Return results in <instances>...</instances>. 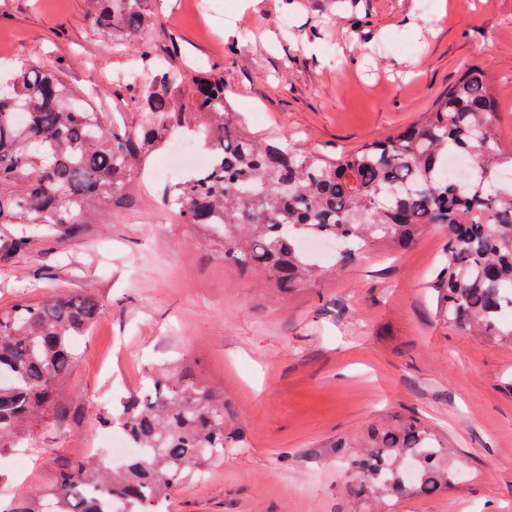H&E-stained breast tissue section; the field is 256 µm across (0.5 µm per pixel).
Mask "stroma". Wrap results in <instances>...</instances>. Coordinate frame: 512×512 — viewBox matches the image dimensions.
Segmentation results:
<instances>
[{"label": "stroma", "instance_id": "stroma-1", "mask_svg": "<svg viewBox=\"0 0 512 512\" xmlns=\"http://www.w3.org/2000/svg\"><path fill=\"white\" fill-rule=\"evenodd\" d=\"M88 0H0V77L29 59L62 70L92 108L115 105L112 76L131 49L95 35ZM147 33L173 65L213 66L245 132L335 159L419 120L469 65L499 100L512 146V0H154ZM164 138L129 193L26 248L0 224V311L88 293L101 310L71 373L0 453V500L35 499L90 442L121 434L118 414L149 370L179 365L224 397L241 428L165 512H512V347L440 317L448 261L436 226L411 247L378 244L325 262L285 294L225 265L203 230L166 210ZM414 418L461 453L448 491L394 504L362 499L349 464L375 426Z\"/></svg>", "mask_w": 512, "mask_h": 512}]
</instances>
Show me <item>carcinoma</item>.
Returning a JSON list of instances; mask_svg holds the SVG:
<instances>
[{
	"label": "carcinoma",
	"mask_w": 512,
	"mask_h": 512,
	"mask_svg": "<svg viewBox=\"0 0 512 512\" xmlns=\"http://www.w3.org/2000/svg\"><path fill=\"white\" fill-rule=\"evenodd\" d=\"M91 3L92 29L137 50L141 70L116 74L112 86L139 105L144 121L128 134L111 129L60 69L21 63L0 84V224L21 226L14 248L124 196L145 148L181 127L189 110L210 120L203 135L211 163L168 186L164 203L224 250V264L296 292L323 273L299 248L309 234L344 243L335 260L343 266L379 242L406 248L441 226L448 232V265L439 272L448 323L512 346V185L493 187L497 170L512 168V150L501 146L497 100L482 70L467 69L418 123L331 162L244 132L226 111L224 83L205 72L195 77L189 109L179 106L175 94L187 75L145 37L157 21L152 0ZM450 150L475 157L471 189L440 175ZM98 312V302L81 294L0 313V449L13 447L67 377L74 341ZM117 420L145 454L117 468L90 458L66 465L47 493L56 512H160L185 477L240 437L220 395L170 372L151 376ZM365 440L352 461L361 495L431 497L464 467L419 421L375 428Z\"/></svg>",
	"instance_id": "1"
}]
</instances>
